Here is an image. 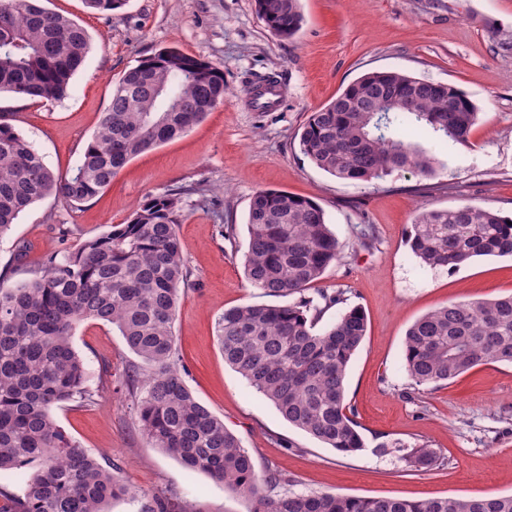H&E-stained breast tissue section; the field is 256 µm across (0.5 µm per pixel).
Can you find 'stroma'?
<instances>
[{
	"label": "stroma",
	"instance_id": "obj_1",
	"mask_svg": "<svg viewBox=\"0 0 512 512\" xmlns=\"http://www.w3.org/2000/svg\"><path fill=\"white\" fill-rule=\"evenodd\" d=\"M90 36L84 65L67 95L36 102L0 95V115L56 173L69 172L106 112L125 70L164 48H176L224 71V104L183 136L122 168L94 198L70 207L49 195L23 211L0 238V285L30 277L51 254L124 224L148 197L187 189L179 229L190 271L174 323L183 379L194 398L223 420L258 471H278L292 492L420 500L512 495V365H479L448 384L415 390L403 366L407 329L450 301L512 293V258L478 257L454 270L421 265L407 234L423 210L470 205L512 215V0H301L303 25L293 39L275 36L255 0H128L99 12L84 0H44ZM400 71L448 83L478 107L467 144L437 148L442 163L424 177L397 169L371 181L343 180L317 168L300 150L312 112L364 74ZM285 92L274 112L254 111L246 93L269 76ZM207 189L211 212L194 188ZM309 198L326 214L343 246L309 295L342 292L321 325L351 307L367 332L346 377L347 400L365 438L342 455L289 424L224 361L217 323L226 309L265 304L268 296L244 274L248 213L257 191ZM234 225L225 238L221 223ZM370 224L376 238L358 239ZM73 346L83 359L93 402H67L52 414L88 455L115 468L135 497L110 512H149L159 492L195 512H252L253 502L191 472L140 430L124 386L143 361L118 330L100 321L77 326ZM435 449L441 467L407 466L380 443Z\"/></svg>",
	"mask_w": 512,
	"mask_h": 512
}]
</instances>
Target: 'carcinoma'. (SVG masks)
<instances>
[{
    "label": "carcinoma",
    "mask_w": 512,
    "mask_h": 512,
    "mask_svg": "<svg viewBox=\"0 0 512 512\" xmlns=\"http://www.w3.org/2000/svg\"><path fill=\"white\" fill-rule=\"evenodd\" d=\"M266 26L292 39L304 16L300 0H255ZM90 39L41 0H0V94L57 100L84 64ZM398 71L365 74L313 112L299 136L302 153L340 179H380L410 168L435 174L434 148L407 137L420 127L463 144L479 121L458 88L429 93ZM224 104V71L177 49L161 50L126 70L108 109L70 175L54 173L12 125L0 120V237L36 201L56 195L76 207L107 188L129 161L182 136ZM183 189L145 203L126 224L41 263L34 277L0 286V472L31 469L23 495L0 486V512H109L131 494L112 470L57 425L53 407L92 401L83 360L72 345L87 320L115 326L147 368L133 367L127 391L136 421L155 445L191 472L255 502L253 512H512V495L488 498H361L297 494L279 473L255 464L224 421L200 404L179 373L174 323L189 283L179 238ZM244 273L251 286L286 302L243 304L218 322L224 361L293 426L352 455L365 447L346 401L345 378L363 341L364 313L351 307L316 329L323 307L342 293L304 295L341 260L323 209L285 191L255 194L248 214ZM408 244L430 267L455 269L479 256H512V217L462 206L417 215ZM325 306H320V303ZM488 363L512 364V294L450 301L408 329L404 364L411 385L438 387ZM407 465L443 464L432 448L401 455ZM151 512H194L161 494Z\"/></svg>",
    "instance_id": "cac0c4a2"
}]
</instances>
